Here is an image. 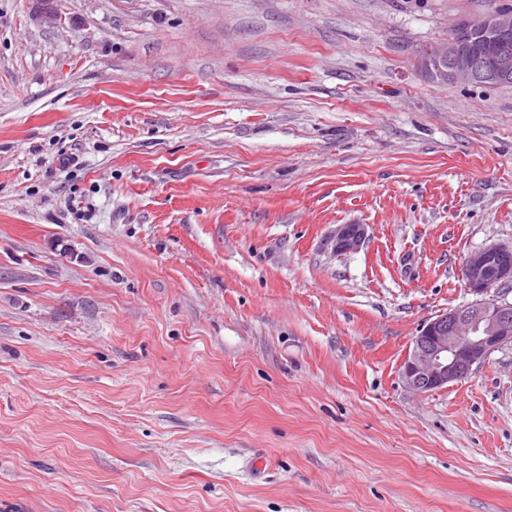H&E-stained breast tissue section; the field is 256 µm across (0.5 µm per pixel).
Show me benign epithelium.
<instances>
[{
    "label": "benign epithelium",
    "mask_w": 512,
    "mask_h": 512,
    "mask_svg": "<svg viewBox=\"0 0 512 512\" xmlns=\"http://www.w3.org/2000/svg\"><path fill=\"white\" fill-rule=\"evenodd\" d=\"M460 29L489 43L490 59L460 52L453 34L424 52V73L438 83L512 81V10L464 21ZM365 239V225L351 222L336 225L326 243L334 252L345 254L358 250ZM462 278L475 299L424 324L403 361V382L416 394L461 381L490 354L512 346V301L494 294L512 282V243H493L470 253L463 262Z\"/></svg>",
    "instance_id": "benign-epithelium-1"
}]
</instances>
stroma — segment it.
Segmentation results:
<instances>
[{"instance_id":"35a3bbf8","label":"stroma","mask_w":512,"mask_h":512,"mask_svg":"<svg viewBox=\"0 0 512 512\" xmlns=\"http://www.w3.org/2000/svg\"><path fill=\"white\" fill-rule=\"evenodd\" d=\"M506 5L0 0V512H512V347L401 379L512 242V85L421 71ZM366 239L365 225L357 223L339 224L331 230L326 238L336 254H345L358 250Z\"/></svg>"}]
</instances>
